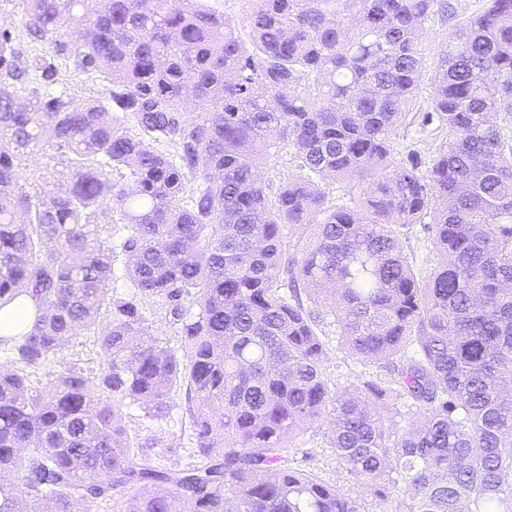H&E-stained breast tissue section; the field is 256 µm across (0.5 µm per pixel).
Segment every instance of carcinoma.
I'll use <instances>...</instances> for the list:
<instances>
[{"label":"carcinoma","instance_id":"cac0c4a2","mask_svg":"<svg viewBox=\"0 0 512 512\" xmlns=\"http://www.w3.org/2000/svg\"><path fill=\"white\" fill-rule=\"evenodd\" d=\"M247 5L245 39L204 0H0V307L37 311L0 335V512H90L114 492L118 512H366L288 464L322 418L385 512H512V0L472 17L442 0ZM438 12L456 24L418 130L437 121L448 142L424 167L395 140ZM16 13L30 40H70L25 57ZM71 57L108 97L75 103L56 65ZM39 151L66 167L48 193L26 173ZM413 224L436 253L426 277L401 246ZM84 330L103 371L53 370ZM331 333L372 365L351 389L327 373ZM179 388L199 462L154 466L123 408L164 419ZM36 318L34 302L22 296L17 300L0 309V334L2 336H13L17 332H27ZM20 325L18 331L15 326Z\"/></svg>","mask_w":512,"mask_h":512}]
</instances>
